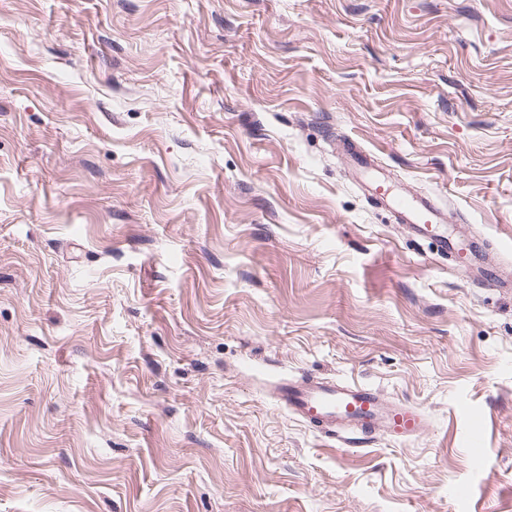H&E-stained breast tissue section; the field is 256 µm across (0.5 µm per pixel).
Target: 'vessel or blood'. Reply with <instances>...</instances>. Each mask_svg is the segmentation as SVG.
I'll return each instance as SVG.
<instances>
[{"label": "vessel or blood", "mask_w": 512, "mask_h": 512, "mask_svg": "<svg viewBox=\"0 0 512 512\" xmlns=\"http://www.w3.org/2000/svg\"><path fill=\"white\" fill-rule=\"evenodd\" d=\"M355 161L367 169L362 184L366 198L390 212L413 236L435 233L439 252L454 251L447 234L438 232L446 214L434 198L409 196L391 191L386 177L371 174L372 161L362 151H355ZM274 399L296 418L321 436L347 446L385 435L395 440H410L423 434L427 418L419 407L400 400H388L371 386L348 380L313 377L284 379L272 388Z\"/></svg>", "instance_id": "vessel-or-blood-1"}]
</instances>
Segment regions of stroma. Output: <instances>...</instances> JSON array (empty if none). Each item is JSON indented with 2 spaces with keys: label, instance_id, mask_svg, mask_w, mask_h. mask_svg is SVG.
I'll return each mask as SVG.
<instances>
[{
  "label": "stroma",
  "instance_id": "stroma-1",
  "mask_svg": "<svg viewBox=\"0 0 512 512\" xmlns=\"http://www.w3.org/2000/svg\"><path fill=\"white\" fill-rule=\"evenodd\" d=\"M511 277L512 0H0V512H512ZM302 375L428 428L345 447ZM368 173L362 183L366 198L379 208L390 212L397 222L413 236L424 237L432 228L444 224L445 212L434 198L427 195L409 196L391 191L387 179ZM274 399L321 436L346 446L382 434L410 440L423 434L427 418L419 407L388 400L371 386L348 380L313 377L283 379L272 388Z\"/></svg>",
  "mask_w": 512,
  "mask_h": 512
}]
</instances>
